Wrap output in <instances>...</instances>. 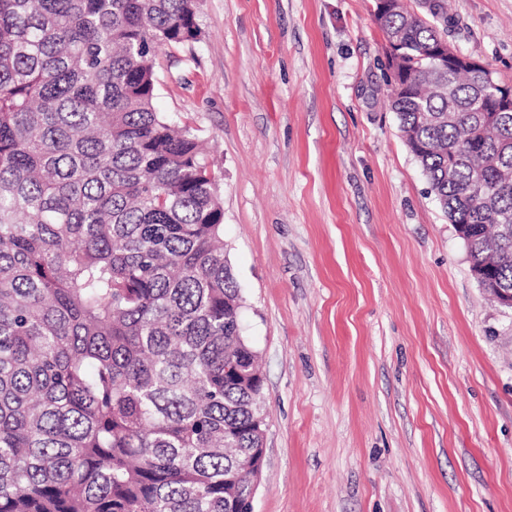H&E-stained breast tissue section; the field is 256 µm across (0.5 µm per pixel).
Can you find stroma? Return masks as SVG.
<instances>
[{
    "label": "stroma",
    "instance_id": "1",
    "mask_svg": "<svg viewBox=\"0 0 512 512\" xmlns=\"http://www.w3.org/2000/svg\"><path fill=\"white\" fill-rule=\"evenodd\" d=\"M375 0H198L157 112L221 174L264 375L253 512H512V309L480 288L389 103ZM512 85V0H448Z\"/></svg>",
    "mask_w": 512,
    "mask_h": 512
}]
</instances>
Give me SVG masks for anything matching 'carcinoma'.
I'll return each mask as SVG.
<instances>
[{"label": "carcinoma", "mask_w": 512, "mask_h": 512, "mask_svg": "<svg viewBox=\"0 0 512 512\" xmlns=\"http://www.w3.org/2000/svg\"><path fill=\"white\" fill-rule=\"evenodd\" d=\"M379 25L399 131L471 267L512 289V112L431 73L437 18ZM197 0H0V512H244L263 377L219 176L156 112Z\"/></svg>", "instance_id": "obj_1"}]
</instances>
